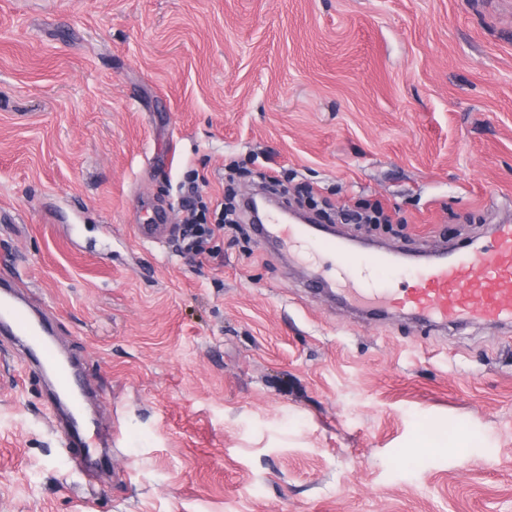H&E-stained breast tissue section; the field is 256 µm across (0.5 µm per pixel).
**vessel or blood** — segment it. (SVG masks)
<instances>
[{
  "label": "vessel or blood",
  "mask_w": 512,
  "mask_h": 512,
  "mask_svg": "<svg viewBox=\"0 0 512 512\" xmlns=\"http://www.w3.org/2000/svg\"><path fill=\"white\" fill-rule=\"evenodd\" d=\"M260 244L304 250L325 268L323 282L343 295L356 310L382 316L401 314L433 329L482 325L512 329V221L495 225L486 243L438 248L410 275V287L399 290L385 281L388 252L344 248L316 224L281 228L277 216L258 225ZM47 314H35L9 283L0 284V332L29 356L34 372H51L55 395L70 398L73 410L57 420L54 430L69 448L74 466L105 447L108 438L96 422L79 421L76 409L85 401L73 367L61 361L50 340Z\"/></svg>",
  "instance_id": "obj_1"
}]
</instances>
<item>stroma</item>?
<instances>
[{
  "label": "stroma",
  "mask_w": 512,
  "mask_h": 512,
  "mask_svg": "<svg viewBox=\"0 0 512 512\" xmlns=\"http://www.w3.org/2000/svg\"><path fill=\"white\" fill-rule=\"evenodd\" d=\"M293 171L405 240L512 211V0H0V257L114 436L87 485L0 341V512H512V333L364 320L257 241L199 260L188 172ZM471 433L466 453L415 448ZM346 221L352 224H358V227H365L374 231L389 232L393 230L392 216L385 210L380 202L373 204L366 203L358 207L357 210L349 211L343 214Z\"/></svg>",
  "instance_id": "stroma-1"
}]
</instances>
